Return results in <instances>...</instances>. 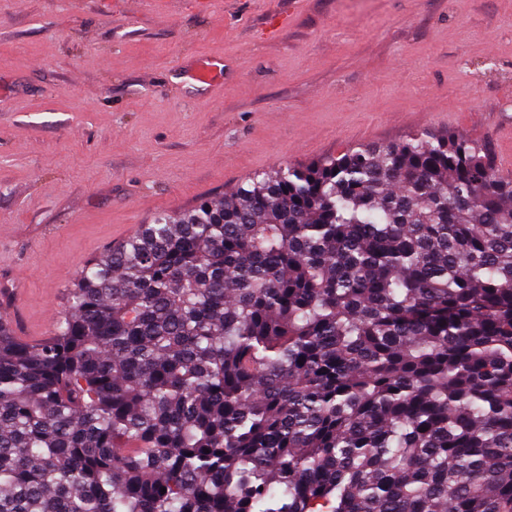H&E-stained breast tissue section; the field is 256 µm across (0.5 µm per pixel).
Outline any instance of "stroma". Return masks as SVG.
Wrapping results in <instances>:
<instances>
[{
    "mask_svg": "<svg viewBox=\"0 0 512 512\" xmlns=\"http://www.w3.org/2000/svg\"><path fill=\"white\" fill-rule=\"evenodd\" d=\"M423 131L512 178V0H0V294L51 335L156 212Z\"/></svg>",
    "mask_w": 512,
    "mask_h": 512,
    "instance_id": "1",
    "label": "stroma"
}]
</instances>
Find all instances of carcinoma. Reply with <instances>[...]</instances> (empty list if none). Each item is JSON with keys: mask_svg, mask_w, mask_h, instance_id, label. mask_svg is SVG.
Segmentation results:
<instances>
[{"mask_svg": "<svg viewBox=\"0 0 512 512\" xmlns=\"http://www.w3.org/2000/svg\"><path fill=\"white\" fill-rule=\"evenodd\" d=\"M64 300L46 340L0 314V512H512V179L478 140L256 173Z\"/></svg>", "mask_w": 512, "mask_h": 512, "instance_id": "carcinoma-1", "label": "carcinoma"}]
</instances>
